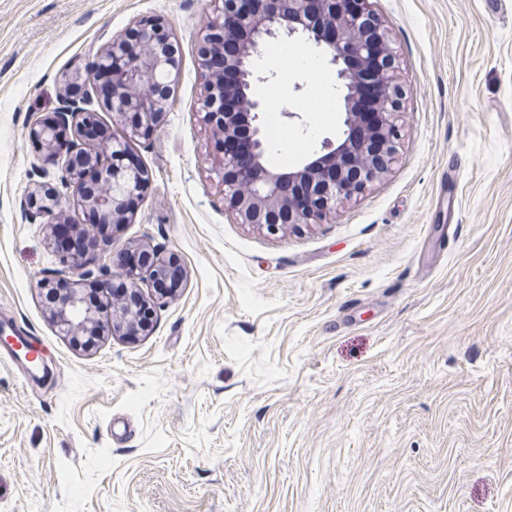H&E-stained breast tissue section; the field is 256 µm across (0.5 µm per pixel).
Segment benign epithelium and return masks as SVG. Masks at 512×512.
<instances>
[{
	"label": "benign epithelium",
	"mask_w": 512,
	"mask_h": 512,
	"mask_svg": "<svg viewBox=\"0 0 512 512\" xmlns=\"http://www.w3.org/2000/svg\"><path fill=\"white\" fill-rule=\"evenodd\" d=\"M311 42L337 67L344 88L343 129L336 141H324V153L288 171L265 165L264 117L266 102L246 90L269 76L254 67V60L271 39ZM198 65L203 79L200 111L215 127L220 152L217 175L224 185V206L237 223L269 234L289 226L318 224L336 213L338 206L363 194L391 169L400 136L399 114L405 89L397 76L396 54L386 24L371 9V0H221L216 16L201 36ZM179 69L172 33L161 18L133 22L128 31L112 39L93 70L73 74L67 86L100 83L112 74L107 95H68L57 111L38 117L28 126V137L45 155L62 163L64 185L80 206L97 213L101 222L120 228L132 223L128 200L142 194L151 177L144 167L125 163L129 142L147 138L160 125L167 108L169 86ZM103 101L112 120L123 125L124 137L106 138L112 150V167L79 140H63L59 128L76 117L79 132L96 122L88 108L92 98ZM245 123L251 130L247 154L234 148V130ZM101 172L96 189L85 188L83 172ZM38 209L48 217L46 244L53 252L60 198L42 185L30 192ZM149 262L136 268L118 266L112 273L127 283L128 292L139 296V282L168 278L177 273L175 288L154 289L159 298L175 295L186 278L179 259L163 256L147 244L133 246ZM53 321L71 336L133 338L149 331L138 307L112 301V320L103 322L88 304L80 288H67L50 308Z\"/></svg>",
	"instance_id": "obj_1"
}]
</instances>
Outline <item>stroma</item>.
<instances>
[{"instance_id": "35a3bbf8", "label": "stroma", "mask_w": 512, "mask_h": 512, "mask_svg": "<svg viewBox=\"0 0 512 512\" xmlns=\"http://www.w3.org/2000/svg\"><path fill=\"white\" fill-rule=\"evenodd\" d=\"M407 89L388 175L321 224L271 235L224 209L198 110L214 0H0V317L46 379L0 364V512H512V0H372ZM143 16L179 72L132 141L152 175L133 223L62 214L110 261L139 241L187 277L149 335L76 347L40 284L62 264L20 201L59 186L27 136L63 74ZM262 57L301 129L267 116L288 170L339 138L336 72L310 43Z\"/></svg>"}]
</instances>
